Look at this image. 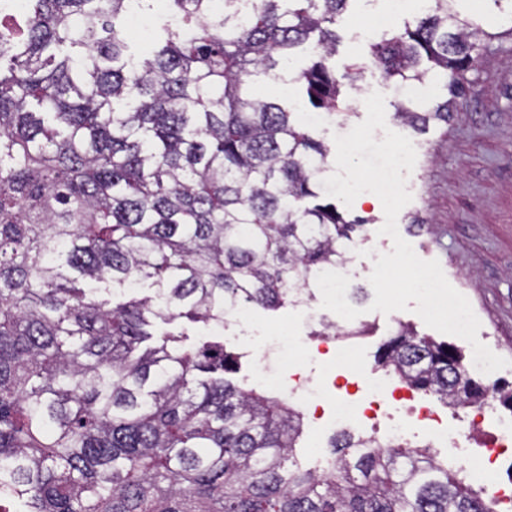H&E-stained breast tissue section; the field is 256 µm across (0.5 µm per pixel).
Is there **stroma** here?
<instances>
[{"mask_svg":"<svg viewBox=\"0 0 512 512\" xmlns=\"http://www.w3.org/2000/svg\"><path fill=\"white\" fill-rule=\"evenodd\" d=\"M369 0H351L336 31L340 37L336 62L363 63L356 84L360 95L380 92L385 97L386 129H375V140H383L385 130L406 133L417 154L406 189L412 200L399 213L400 236L423 260H438L449 283L471 304L493 350L512 357V36L482 42L474 66L465 74L466 94L459 98L449 123L432 125L423 131L403 129L395 117L399 95L394 84L380 71L365 66L373 35L361 32L358 19L370 10ZM311 55L295 53L277 79L258 77L254 89L269 95L272 85L287 91L288 104L302 115H314L305 93L294 77ZM347 218L361 217L365 225L350 256L359 271L354 286L366 284L367 269L378 255L391 252L393 242L380 232L385 222L382 205L365 203L345 209ZM373 292L354 300L361 311L354 326L366 327L358 337L357 360L336 365L317 360L306 371L328 379L336 375L380 376L375 364L378 347L398 324L413 326L436 341H448L462 352L470 344L457 336H444L424 324L411 311L383 314L372 310ZM331 313L320 301L307 306H287L276 312L251 310L245 325L230 326L223 340L228 351L237 353L240 368L232 380L247 386L253 367L254 345L281 327L291 329V351L310 342L312 332ZM335 431L330 418L320 424H305L296 450L299 464L318 468L329 459L328 441Z\"/></svg>","mask_w":512,"mask_h":512,"instance_id":"obj_1","label":"stroma"}]
</instances>
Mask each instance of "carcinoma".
Here are the masks:
<instances>
[{"mask_svg": "<svg viewBox=\"0 0 512 512\" xmlns=\"http://www.w3.org/2000/svg\"><path fill=\"white\" fill-rule=\"evenodd\" d=\"M350 0H143L176 20L133 51L128 0H25L0 15V512H488L419 448L333 440L325 471L293 451L287 399L226 378L237 356L160 331L276 311L348 261L366 224L327 200L329 148L254 78L313 42L296 81L325 115L363 68L336 70ZM434 5L371 45L396 86L449 98L400 106L414 130L448 122L477 42ZM112 282L100 299L89 283ZM151 294H130L144 282ZM376 364L453 406L486 389L455 348L398 324Z\"/></svg>", "mask_w": 512, "mask_h": 512, "instance_id": "carcinoma-1", "label": "carcinoma"}]
</instances>
